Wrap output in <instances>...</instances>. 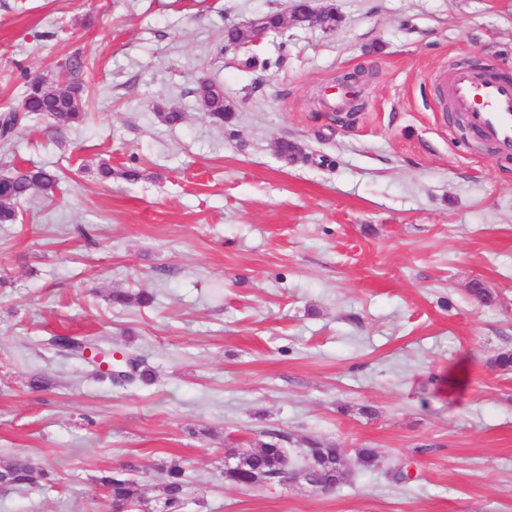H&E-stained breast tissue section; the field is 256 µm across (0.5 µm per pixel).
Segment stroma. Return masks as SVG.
<instances>
[{
	"mask_svg": "<svg viewBox=\"0 0 512 512\" xmlns=\"http://www.w3.org/2000/svg\"><path fill=\"white\" fill-rule=\"evenodd\" d=\"M292 4L0 0V113L75 55L87 112L0 139V176L61 175L0 224V465L53 476L0 489V512H110L96 479L129 465L144 512L171 461L184 512H512V374L490 364L512 349V157L449 126L433 92L465 58L512 68V0H314L333 30L292 25ZM270 12L280 29L225 48ZM202 78L224 87V125ZM140 290L153 306L109 300ZM62 334L137 352L152 382L95 380L47 348ZM272 433L378 466L331 493L225 483V451ZM198 106L219 125H224V119L231 118V112H224V89L222 86L202 80L194 90Z\"/></svg>",
	"mask_w": 512,
	"mask_h": 512,
	"instance_id": "35a3bbf8",
	"label": "stroma"
}]
</instances>
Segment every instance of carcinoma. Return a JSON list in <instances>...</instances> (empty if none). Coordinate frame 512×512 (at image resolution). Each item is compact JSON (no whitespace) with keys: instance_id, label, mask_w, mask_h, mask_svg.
<instances>
[{"instance_id":"1","label":"carcinoma","mask_w":512,"mask_h":512,"mask_svg":"<svg viewBox=\"0 0 512 512\" xmlns=\"http://www.w3.org/2000/svg\"><path fill=\"white\" fill-rule=\"evenodd\" d=\"M83 67L81 58L74 56L62 67L61 74L42 76L40 83L29 80L26 83L23 107L28 115L49 117L58 127H73L86 120L85 85L80 79ZM198 106L215 123L222 125L231 118V113L224 111V89L209 80H202L194 90ZM59 183L56 171L45 167H33L18 170L11 175L0 176V224H14L18 215L16 206L34 192L49 194ZM112 303L127 305L135 303L149 306L154 302V295L146 291L137 293L114 292ZM55 343L65 348L73 358H80L85 346L105 349L104 343L96 337L75 338L59 335ZM126 359L121 369L124 376L120 380L112 378L110 373L95 372L98 380L116 386L146 383L152 379L151 371L143 366V361L133 353H125ZM316 451L324 455L331 464L347 463L349 457L345 449L334 442H325L315 438L307 440L306 452ZM241 467L239 470L224 475V480L237 484L241 475L275 476L280 467L288 460V449L282 448L273 440L263 441L255 448L238 452ZM357 465L364 471H371L378 465V453L372 448H359L355 452ZM135 467L121 468L104 473L98 482L104 488L112 503L132 506L144 501L141 484L133 477ZM166 480L159 495L161 512H183L187 496V481L180 463L173 461L166 466ZM51 481L48 471L40 468L33 459L19 457L10 464L0 467V486L16 487L34 482L35 474Z\"/></svg>"}]
</instances>
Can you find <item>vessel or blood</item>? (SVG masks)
Segmentation results:
<instances>
[{"mask_svg":"<svg viewBox=\"0 0 512 512\" xmlns=\"http://www.w3.org/2000/svg\"><path fill=\"white\" fill-rule=\"evenodd\" d=\"M452 115L462 117L470 133L501 156H512V75L480 74L467 64L457 66L436 83Z\"/></svg>","mask_w":512,"mask_h":512,"instance_id":"1","label":"vessel or blood"}]
</instances>
